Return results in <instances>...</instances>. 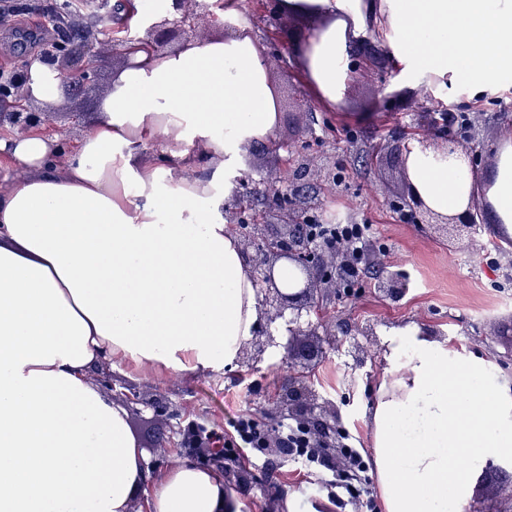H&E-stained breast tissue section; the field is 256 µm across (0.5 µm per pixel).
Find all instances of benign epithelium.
Wrapping results in <instances>:
<instances>
[{"mask_svg":"<svg viewBox=\"0 0 512 512\" xmlns=\"http://www.w3.org/2000/svg\"><path fill=\"white\" fill-rule=\"evenodd\" d=\"M207 16L200 0H170L169 16L152 23L140 42L152 52H166L170 41L179 34L199 36V23ZM104 19H98L87 38L80 43L76 54L71 56L74 62H101L109 58L116 50L114 41L102 37ZM92 68L60 69L66 85L89 78ZM26 76L23 72L0 71V96L7 99L25 97ZM48 122V113L33 112L26 109L1 110L0 125H10L20 135L38 128ZM395 160L401 177H406L405 160L411 147L404 136L397 139ZM240 190L236 191L233 201L224 204V213L228 214V223L239 236L246 264L249 266L255 285L258 305L263 309L265 322L258 331L264 340L255 343L252 352H244L242 363L254 366L262 360L266 348L274 345L272 325H277L288 335L284 359L294 366H304L306 361L317 356L320 347L300 342L302 336H316L321 323H313L304 318L310 313L313 294L334 293L345 287L343 274L356 260L351 247L343 242L318 243L314 247L306 246L308 238L298 230V224L305 222L302 214L295 212L296 197L288 190L281 174H270L263 180L264 193L272 198L276 210L280 213L282 230L270 232L264 224H254L243 201L247 198V177L237 179ZM405 218L416 224H441L456 231H465L470 240L477 234L476 212L467 210L462 215L442 217L428 209L418 198L409 183H404V191L393 199ZM291 262L297 272L294 291L281 286L277 278L276 265L279 261ZM282 405L295 419L303 422L312 437L321 440L336 427V411L322 410L316 414V395L307 386L291 381L282 397Z\"/></svg>","mask_w":512,"mask_h":512,"instance_id":"7a95c632","label":"benign epithelium"}]
</instances>
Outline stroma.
Returning <instances> with one entry per match:
<instances>
[{
    "label": "stroma",
    "mask_w": 512,
    "mask_h": 512,
    "mask_svg": "<svg viewBox=\"0 0 512 512\" xmlns=\"http://www.w3.org/2000/svg\"><path fill=\"white\" fill-rule=\"evenodd\" d=\"M17 2L0 0V11L9 12L11 19L0 28V70L26 69L57 40L48 20L56 0H29L31 8L24 12L16 11ZM276 2L234 0V9L237 17L254 24L266 47L269 84L279 107L275 139L301 136L307 145L291 155L270 142H257L241 152L238 167L255 184L271 171L285 170L305 197L309 215L329 221L340 216L345 223L372 227L360 275L321 304L328 332L317 340L321 355L304 370L319 405L339 416V430L329 435V443L348 432L366 447V414L381 367L382 326L414 321L432 328L456 345L484 353L496 374L512 379V239L491 235L483 208L477 215L481 236L476 248L464 239L449 241L440 225L416 224L393 210L389 198L400 175L386 147L396 136H415L420 127L407 77L394 58L375 67L350 54L353 84L336 110L325 109L305 85L295 50L308 26L302 18L281 15ZM122 67V58L113 57L103 68L104 78L79 92L62 93L50 119L61 146H70L93 128L108 75ZM432 94L450 104V114L466 120L452 125L449 114L438 115L443 134L467 139L476 156L474 169L488 170L497 143L512 132V78L476 99L460 82L433 87ZM390 272L407 280L405 295L396 298L381 290ZM358 351L365 363L353 371L348 364ZM111 374L112 400L125 409L147 466L158 471L173 458L201 464V457L181 445L188 423L221 431L247 411L267 427L279 426L280 394L289 369L268 353L254 368L242 364L189 378L155 374L146 380L121 365ZM259 457L255 465L237 460L215 464L227 491L242 503V512H283L289 499L295 512H365L360 504L342 510L311 488L307 474L294 470L278 449H266ZM464 506L469 512H512V498L500 494L494 473L486 470L474 480Z\"/></svg>",
    "instance_id": "1"
}]
</instances>
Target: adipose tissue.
<instances>
[{
  "mask_svg": "<svg viewBox=\"0 0 512 512\" xmlns=\"http://www.w3.org/2000/svg\"><path fill=\"white\" fill-rule=\"evenodd\" d=\"M315 22L303 78L328 108L367 28L414 86L464 80L473 95L512 75V0H278ZM62 81L36 60L26 102ZM101 117L74 146L34 130L0 138L22 177L0 188V512H240L215 470L181 461L149 474L126 412L91 381L104 363L189 378L237 367L264 314L225 176L269 139L279 112L252 26L167 53L135 50ZM158 151H151L152 143ZM406 173L433 212L480 201L512 238V135L476 179L466 160L413 142ZM368 423L384 512H448L488 460L512 463V384L487 356L408 322L382 328Z\"/></svg>",
  "mask_w": 512,
  "mask_h": 512,
  "instance_id": "adipose-tissue-1",
  "label": "adipose tissue"
}]
</instances>
